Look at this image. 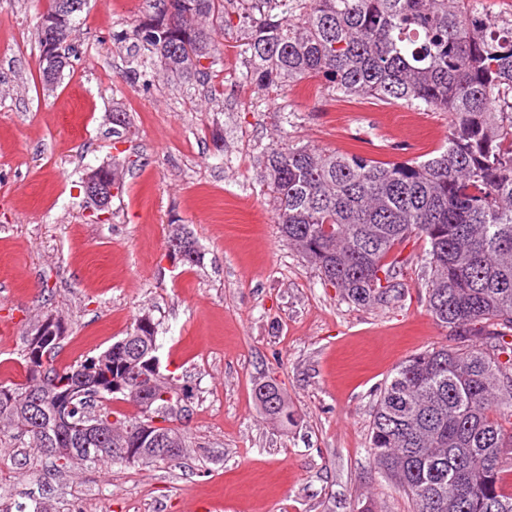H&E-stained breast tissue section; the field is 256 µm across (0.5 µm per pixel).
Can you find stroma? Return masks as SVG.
I'll return each mask as SVG.
<instances>
[{"label":"stroma","instance_id":"35a3bbf8","mask_svg":"<svg viewBox=\"0 0 512 512\" xmlns=\"http://www.w3.org/2000/svg\"><path fill=\"white\" fill-rule=\"evenodd\" d=\"M153 0H89L76 55L41 80L37 36L48 0H0V379L20 371L45 314L66 332L55 364L99 354L150 314L160 356L190 399L172 424L177 464L116 463L60 472L20 440L0 441V512H411L368 453L379 387L411 354L464 348L424 296L427 245L395 247L399 286L387 302L348 303L288 246L256 178L277 139L382 162L434 154L448 114L406 102L344 100L324 80L263 90L245 81L240 24L217 36L223 61L193 85L134 80L133 41L113 40ZM127 114L121 137L107 115ZM119 162L124 190L96 212L91 169ZM204 261L173 267L171 226ZM275 380L293 414L266 416L258 384Z\"/></svg>","mask_w":512,"mask_h":512}]
</instances>
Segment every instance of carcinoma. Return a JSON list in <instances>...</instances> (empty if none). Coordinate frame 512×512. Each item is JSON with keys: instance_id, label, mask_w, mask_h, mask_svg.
I'll return each mask as SVG.
<instances>
[{"instance_id": "obj_1", "label": "carcinoma", "mask_w": 512, "mask_h": 512, "mask_svg": "<svg viewBox=\"0 0 512 512\" xmlns=\"http://www.w3.org/2000/svg\"><path fill=\"white\" fill-rule=\"evenodd\" d=\"M69 17V34L39 25V44H64L77 32L87 0ZM484 0H246L239 24L250 30L245 79L266 89L320 77L341 98L403 100L449 115L448 143L426 160L381 162L282 141L259 162L287 244L324 283L357 306L379 304L397 287L395 245H429L425 305L437 325L473 336L464 349L434 347L401 362L375 401L372 465L412 502L413 512H512L501 474L512 459V13L487 12ZM231 23L224 0H156L154 11L113 39L142 43L133 73L148 87L162 73L183 83L206 79L220 63L217 31ZM70 57L42 66L52 84ZM180 263L203 253L187 233ZM384 279L370 280V271ZM130 335L157 355V324L140 316ZM110 346L64 368L23 357L24 379L0 381V438L36 448H76L77 429L56 419L59 392L119 371ZM37 409L23 399L39 381ZM266 415L287 422L288 403L272 385L256 392ZM79 399L78 416L126 426L138 419L103 401ZM58 470L120 462L78 452Z\"/></svg>"}]
</instances>
